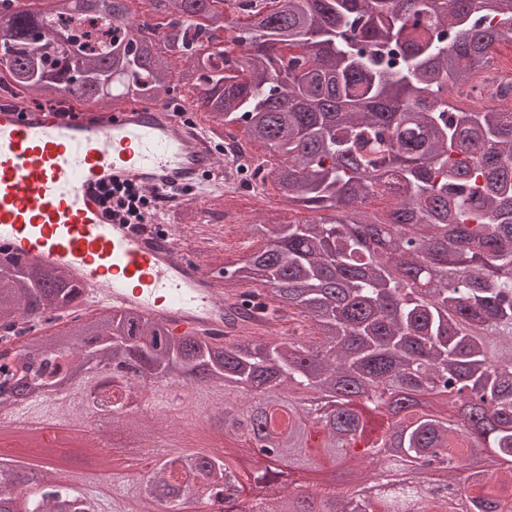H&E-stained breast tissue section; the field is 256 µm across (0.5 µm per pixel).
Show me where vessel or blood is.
Returning a JSON list of instances; mask_svg holds the SVG:
<instances>
[{"instance_id":"vessel-or-blood-1","label":"vessel or blood","mask_w":512,"mask_h":512,"mask_svg":"<svg viewBox=\"0 0 512 512\" xmlns=\"http://www.w3.org/2000/svg\"><path fill=\"white\" fill-rule=\"evenodd\" d=\"M198 105L117 100L101 109H44L0 99V256L71 271L99 306L168 320L174 334L237 335L232 303L189 249L156 241L147 226L112 220L106 186L131 182L202 208L217 167Z\"/></svg>"}]
</instances>
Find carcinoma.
Here are the masks:
<instances>
[{"label":"carcinoma","instance_id":"obj_1","mask_svg":"<svg viewBox=\"0 0 512 512\" xmlns=\"http://www.w3.org/2000/svg\"><path fill=\"white\" fill-rule=\"evenodd\" d=\"M13 2L0 0V63L24 92L107 106L159 102L184 85L215 137L239 129L251 149L269 147L263 179L315 212L248 225L259 246L220 270L224 293L242 299L236 320L262 324L261 336H176L134 309L75 317L86 288L74 276L0 261V329L27 337L0 377L37 393L20 415L105 412L123 429L132 390L160 408V387L203 376L212 382L204 400L229 412L233 444L258 406L292 419L263 436L273 455L242 465L228 452L175 448L145 477H113L108 498L89 481L35 477L25 512H174L181 496L221 499L224 512H296L303 474L343 455L366 484L402 457L447 464L450 478V465L478 463L479 448L512 457V84L491 54L512 45V0H264L231 22L226 0H149L136 32L130 0H77L68 15L58 0ZM103 6L108 30L84 29V14ZM217 41L223 48L211 50ZM169 56L183 68L171 70ZM453 90L494 105L460 111ZM377 197L393 198L380 215L365 208ZM91 360L116 370L131 361L148 376L82 385L86 404L49 396ZM341 378L359 386L320 427L304 395L334 394ZM402 390L431 394L438 410L405 408L398 450L385 453L386 416ZM428 474L396 486L389 512H453L419 495ZM18 482L0 468V512H11L3 505ZM322 495L334 512L379 508L332 486ZM510 498L512 468L474 474L477 512Z\"/></svg>","mask_w":512,"mask_h":512}]
</instances>
